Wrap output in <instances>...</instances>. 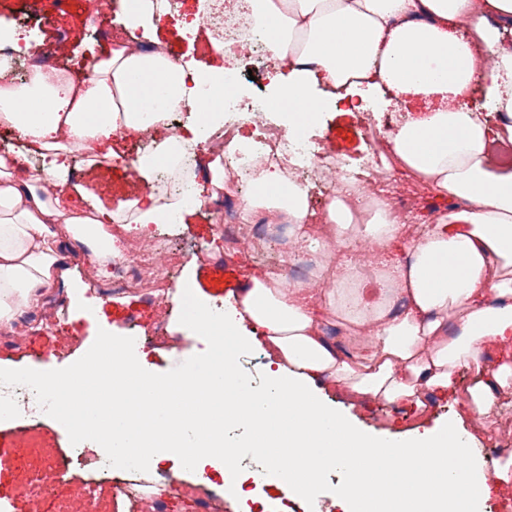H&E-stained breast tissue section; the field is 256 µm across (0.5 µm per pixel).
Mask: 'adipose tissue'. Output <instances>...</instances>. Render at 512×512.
Listing matches in <instances>:
<instances>
[{"mask_svg":"<svg viewBox=\"0 0 512 512\" xmlns=\"http://www.w3.org/2000/svg\"><path fill=\"white\" fill-rule=\"evenodd\" d=\"M254 2L265 15L282 17L301 40L295 56L273 48L291 75L283 107L289 129L313 123L333 98L363 85L438 99L437 108L393 135L390 161L459 200V208L419 226L390 223L383 208L361 230L350 189L316 225L304 192L281 197L279 174L267 173L264 191L248 208L302 227V241L319 256L313 284L254 272L220 315L189 289L181 298L187 330L212 337L214 351L177 377L142 372L117 340L68 374L16 369L9 376L52 399L67 430L98 437L127 460L161 448L235 473L238 453L214 430L237 421L250 425L253 448L271 454L289 493H302L336 466L345 473L333 495L340 512L364 505L372 512H476L491 490L512 493V471L498 467L486 476L474 448L475 429L512 391V169L491 150L495 143L512 149V44L500 36L512 27V0ZM484 49L494 56L486 88L500 121L494 133L457 106L472 90ZM317 74L330 96L309 93ZM223 80L220 68L184 70L160 42L150 54L132 44L113 49L96 60L84 85L40 72L26 89L0 87V124L23 142L0 155L1 328L39 310L49 289L68 279L67 241L89 248L95 271L116 252L105 229L112 211L64 205L67 156L84 153L95 167L112 159L120 131L165 138L164 115L180 102L220 134L223 115L207 114L195 90ZM33 154L45 169L30 167ZM126 207L144 226L181 224L193 211L159 204L150 193ZM401 237L410 241L409 255L390 263L385 249ZM336 318L346 328L340 343L324 330ZM250 324L263 331L269 373L263 389L251 387L236 367L237 354L250 347ZM462 366L478 376L459 397L462 416L399 438L366 432L321 397L328 387L353 407L406 401L422 410Z\"/></svg>","mask_w":512,"mask_h":512,"instance_id":"obj_1","label":"adipose tissue"}]
</instances>
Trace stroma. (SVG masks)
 Segmentation results:
<instances>
[{
  "instance_id": "35a3bbf8",
  "label": "stroma",
  "mask_w": 512,
  "mask_h": 512,
  "mask_svg": "<svg viewBox=\"0 0 512 512\" xmlns=\"http://www.w3.org/2000/svg\"><path fill=\"white\" fill-rule=\"evenodd\" d=\"M181 2L179 12L158 23L159 38L169 45L180 62L200 69L220 64V57L205 48L207 33L195 16V0ZM86 4L87 0H39L33 7L28 0H0V28H13L20 11L33 9L27 34L32 45L29 58L49 59L51 48L61 42L65 45L62 63L74 72L83 73L97 57L111 50L112 35L122 32L127 24L125 17L113 15L104 26L88 25ZM238 65L242 72L238 84L240 98L276 96L278 89L272 82L275 68L262 65L247 51L239 54ZM392 116L404 119L401 103L388 91L366 90L332 105L321 114L317 125L306 127L305 133L352 167L363 169L371 154L363 135L364 127L385 124ZM138 143L135 135L119 139L118 158L101 169L89 168L84 161L70 158V179L86 193L85 199L75 201V208H86L92 199L116 211L129 201L133 182L127 175L124 160L135 152ZM396 179L394 193L411 204L414 223H429L433 217L458 206L457 201L440 197L406 174H397ZM171 232L180 239L182 258L172 273L173 291L166 305L148 302L135 293L103 296L99 285L109 279V272H89L86 263L79 260L85 252L84 246L72 247L74 259L69 268L74 278L82 281L88 305L101 306L100 316L88 317L83 308L69 303V284L58 283L55 291L64 297L65 303L53 310L51 329L40 330L42 317L38 314L28 316L30 329L21 335L0 329V367L20 366L66 374L110 339L129 342L140 369L158 377L175 375L199 364L209 343L186 331L179 293L187 279H194L196 288L209 298L211 306L220 310L226 294L242 288L251 269H265L269 263L247 242L242 243L238 253L214 260V253L223 252L224 241L217 235L207 211L199 208L187 216L185 223L174 225ZM476 380L473 370L459 368L447 389L430 396L425 413L427 426L435 427L453 419L459 410L457 395L473 387ZM354 415L365 430H386L397 436L406 435L416 424L414 409L405 402L381 401L355 410ZM21 425L18 419L0 423V512H76L80 482L89 478L91 471L75 466L63 475L54 462L68 455L71 448L81 446L98 451L101 443L88 436L72 435L49 416L33 424L39 448L20 457L14 448ZM133 468L149 482L143 491L147 497L152 495L154 487L163 485L166 475L175 476L167 512H200L201 502L215 485L214 480L205 478L202 467L186 469L162 454L147 456L134 463Z\"/></svg>"
}]
</instances>
